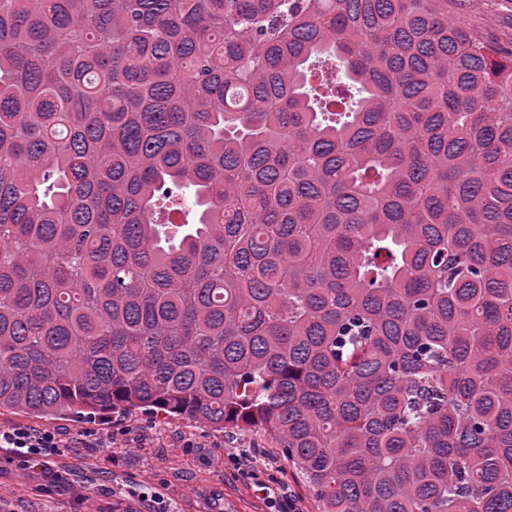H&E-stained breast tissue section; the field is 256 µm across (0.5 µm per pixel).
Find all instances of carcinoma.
I'll return each instance as SVG.
<instances>
[{"mask_svg": "<svg viewBox=\"0 0 512 512\" xmlns=\"http://www.w3.org/2000/svg\"><path fill=\"white\" fill-rule=\"evenodd\" d=\"M0 408L512 512V49L448 0H0Z\"/></svg>", "mask_w": 512, "mask_h": 512, "instance_id": "obj_1", "label": "carcinoma"}]
</instances>
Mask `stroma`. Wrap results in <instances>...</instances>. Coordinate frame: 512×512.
Returning a JSON list of instances; mask_svg holds the SVG:
<instances>
[{
    "label": "stroma",
    "mask_w": 512,
    "mask_h": 512,
    "mask_svg": "<svg viewBox=\"0 0 512 512\" xmlns=\"http://www.w3.org/2000/svg\"><path fill=\"white\" fill-rule=\"evenodd\" d=\"M448 13L504 46L512 45V0H448ZM28 426L66 435L45 467L0 448V512H268L254 480L319 512L317 500L268 436L224 434L181 418L140 412L78 421L40 420L0 409V430ZM110 440L84 448L86 434ZM260 459L257 479L241 475L244 455Z\"/></svg>",
    "instance_id": "stroma-1"
}]
</instances>
